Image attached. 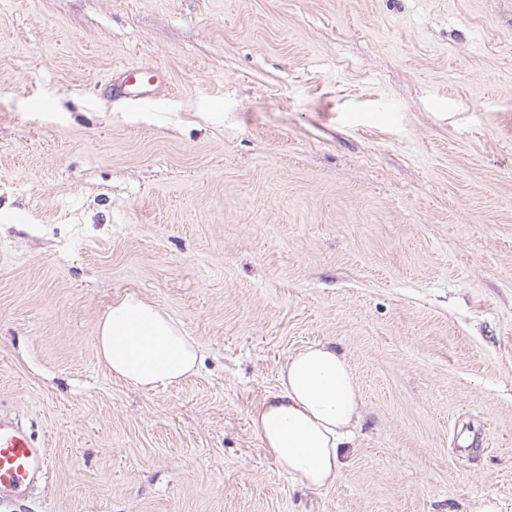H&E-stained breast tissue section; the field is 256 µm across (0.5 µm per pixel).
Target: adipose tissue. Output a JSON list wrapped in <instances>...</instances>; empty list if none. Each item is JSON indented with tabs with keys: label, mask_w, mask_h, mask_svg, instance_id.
<instances>
[{
	"label": "adipose tissue",
	"mask_w": 512,
	"mask_h": 512,
	"mask_svg": "<svg viewBox=\"0 0 512 512\" xmlns=\"http://www.w3.org/2000/svg\"><path fill=\"white\" fill-rule=\"evenodd\" d=\"M99 359L114 378L150 391L197 371L200 345L156 305L127 297L96 327ZM361 405L355 376L335 346L311 344L288 357L276 395L250 426L292 481L303 488L335 484Z\"/></svg>",
	"instance_id": "obj_1"
}]
</instances>
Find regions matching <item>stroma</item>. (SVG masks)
Segmentation results:
<instances>
[{"label": "stroma", "instance_id": "stroma-1", "mask_svg": "<svg viewBox=\"0 0 512 512\" xmlns=\"http://www.w3.org/2000/svg\"><path fill=\"white\" fill-rule=\"evenodd\" d=\"M127 296L195 375L112 377ZM316 342L362 394L321 490L250 426ZM0 413L50 450L0 512H512V0H0ZM116 71L120 72L122 79L117 84L108 85L113 100L148 105L157 100V93L162 85L170 84L168 79L160 77L151 66L124 65L112 72ZM99 359L114 378L150 391L175 385L197 371L200 345L156 305L126 297L96 327Z\"/></svg>", "mask_w": 512, "mask_h": 512}]
</instances>
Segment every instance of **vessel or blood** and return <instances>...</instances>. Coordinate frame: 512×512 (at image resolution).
<instances>
[{
  "instance_id": "b4317fda",
  "label": "vessel or blood",
  "mask_w": 512,
  "mask_h": 512,
  "mask_svg": "<svg viewBox=\"0 0 512 512\" xmlns=\"http://www.w3.org/2000/svg\"><path fill=\"white\" fill-rule=\"evenodd\" d=\"M119 72L121 81L109 87L115 100L139 105L154 103L165 83L151 66L125 65ZM49 478L48 450L39 447L31 432L21 424L0 419V501L24 495Z\"/></svg>"
}]
</instances>
